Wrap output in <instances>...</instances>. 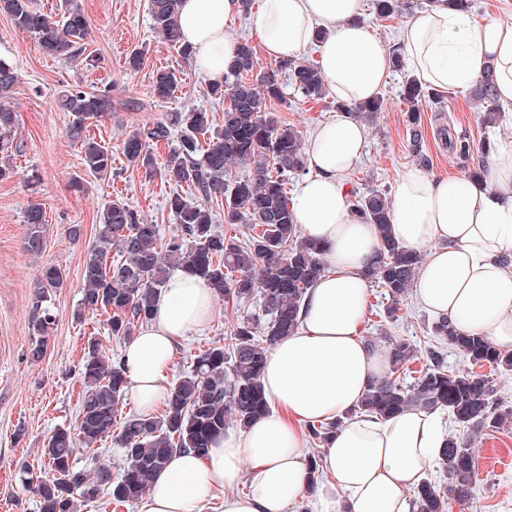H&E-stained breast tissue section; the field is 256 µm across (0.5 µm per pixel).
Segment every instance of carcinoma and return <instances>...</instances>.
Wrapping results in <instances>:
<instances>
[{
  "label": "carcinoma",
  "mask_w": 512,
  "mask_h": 512,
  "mask_svg": "<svg viewBox=\"0 0 512 512\" xmlns=\"http://www.w3.org/2000/svg\"><path fill=\"white\" fill-rule=\"evenodd\" d=\"M181 0H150L154 31L184 59L190 48L182 42L178 24ZM375 18L387 20L399 13V0H373ZM0 12L13 24L38 39L48 56L84 52L89 35L87 17L78 0H64L62 21L43 14L33 0H0ZM260 63L251 46L241 44L236 65L224 75V82L209 85L210 94L226 102L224 124L214 128L210 113L193 108L179 112L172 122H156L127 137L123 154L132 166L147 174L160 173L167 182L187 186L199 198L188 202L174 192L167 201L180 233L158 246L157 225L141 219L134 209L112 203L102 213L95 244L82 265L83 290L76 317L99 312L108 315L109 334L129 338L136 327L151 320L154 302L164 288L170 271L182 269L206 281L216 299L234 302L260 294L264 301L261 318L238 321L227 346H214L196 355L191 370L170 387L159 413H132L117 421L126 396L127 379L122 361L102 354L101 343L88 342L81 369L84 389L77 424L58 428L47 444L49 475L24 471L22 482L37 496L40 512H77L78 503L96 499L110 490L112 500L124 503L141 498L155 475L176 450L187 449L205 456L213 438L234 423L247 427L268 414L271 405L264 396L261 373L266 354L291 333L303 298L323 270L317 244L301 236L294 224L288 198L289 181L306 172L304 143L292 128L279 124L265 111V100H286L284 87L273 72L249 81L248 75ZM279 68L288 72L293 96L320 100L326 87L319 66L288 60ZM17 82L13 66L0 59V100L10 96ZM178 87L174 71L159 69L152 76L154 96L167 99ZM401 95L409 106L413 152L421 161L420 108L440 103L441 91L406 79ZM493 73L485 68L478 100L488 102L496 112ZM61 107L70 115L67 136L80 144L85 170L105 178L112 174V152L87 136L88 127L112 111V90L66 91ZM15 113L0 103V153L13 146ZM180 130L163 171L156 169L150 145L167 141L172 127ZM208 136L205 142L200 137ZM245 171L232 176L234 169ZM224 199L228 221L246 224V239L228 237L214 229L210 202ZM355 215L377 227L380 245L366 267L370 282L388 298L387 317L414 288L423 255L408 250L392 236L390 202L385 192L373 189L358 194L352 203ZM26 231L23 251L42 253L46 219L43 209L29 206L24 212ZM116 253L118 260L109 261ZM63 275L46 266L30 284L31 357L39 359L54 325L52 293L61 287ZM434 340L448 345L479 366L512 370V352L504 353L481 336L457 331L446 317L429 325ZM262 333L256 338V333ZM388 375L366 392L359 409L386 419L407 408L448 410V417L461 427L479 434L512 423V409L503 410L494 398L489 375L470 371L458 374L448 368L441 347L429 342L404 339L386 350ZM423 355L417 371L408 364ZM112 439L121 450L126 466L117 481L105 465L92 472L78 470L76 449H91ZM436 462L444 480L425 479L414 490L418 512H450L451 502L471 498L476 461L471 449L453 435L438 450Z\"/></svg>",
  "instance_id": "carcinoma-1"
}]
</instances>
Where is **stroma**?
Returning <instances> with one entry per match:
<instances>
[{
	"mask_svg": "<svg viewBox=\"0 0 512 512\" xmlns=\"http://www.w3.org/2000/svg\"><path fill=\"white\" fill-rule=\"evenodd\" d=\"M90 25L86 50L96 63L87 66L83 57L43 55L34 34L16 28L0 14V59L15 69L18 80L7 100L17 115L13 153L14 178L0 182V512H39L36 497L26 490L18 472L25 463L46 471L45 448L55 428L75 423L82 396L80 369L90 337H98L109 356H122L126 342L108 333L104 316L76 319L82 297L81 267L88 248L94 244L100 216L108 205L122 202L149 223L157 225L162 239L177 232L166 206L173 191L164 179L146 178L128 164L123 143L135 129L165 122L178 112L200 108L212 112L216 124L224 122V105L208 95L209 83L154 32L149 14L150 0H79ZM426 0H403L394 18L375 20L372 7H364L362 20L388 49H395L399 32L408 19L427 12ZM147 48L145 66L136 73L127 69L132 49ZM157 69L176 71L179 85L165 100L154 97L152 73ZM411 66L391 71L380 96L382 112L363 118L367 138L365 153L347 181L352 191L381 189L394 193L400 175L418 164L411 152L408 106L400 95L402 82L411 77ZM112 90V110L88 128L90 137L108 148L114 158L112 174L97 178L86 172L79 144L66 135L69 115L57 104L71 88ZM476 86L448 89L440 105L421 114L425 167L433 175H469L479 164H490L482 146L492 143L495 152L512 151V110L501 107L495 123H488L483 105L476 99ZM136 99L138 110L126 108ZM266 109L280 124L309 136L336 111V99L326 95L318 101L289 99L272 101ZM467 137L470 157H461L450 145L452 139ZM39 204L45 214L46 245L41 255L22 250L26 226L23 215L30 204ZM79 224L83 234L72 240L68 227ZM45 266L60 268L63 285L55 293L56 322L40 360L29 357L30 282ZM387 304L377 287H370L363 324L365 343L379 350L391 340L422 338L433 317L416 296L406 295L399 303L396 320H381ZM261 298L235 304L216 302L207 327L192 334L179 346L171 379L191 368L195 356L224 342L228 329L238 320L260 315ZM448 434L470 444L477 474L469 503L452 504V512H512V426L472 434L443 418Z\"/></svg>",
	"mask_w": 512,
	"mask_h": 512,
	"instance_id": "stroma-1",
	"label": "stroma"
}]
</instances>
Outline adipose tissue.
I'll return each instance as SVG.
<instances>
[{"label": "adipose tissue", "mask_w": 512, "mask_h": 512, "mask_svg": "<svg viewBox=\"0 0 512 512\" xmlns=\"http://www.w3.org/2000/svg\"><path fill=\"white\" fill-rule=\"evenodd\" d=\"M363 0H261L256 30L268 57L297 58L317 30L326 87L354 104L377 96L392 54L362 23ZM240 0H182L181 35L208 81L223 80L236 57L228 33ZM401 50L419 82L465 89L490 65L497 95L512 104V24L472 21L445 7L401 29ZM364 126L336 113L304 144L307 172L291 200L293 220L318 243L325 270L306 293L296 329L268 353L261 378L270 414L217 435L206 456L175 453L139 512H202L224 493L223 512H289L307 489L304 425L341 420L320 465L332 476L311 512H415L409 495L446 435L436 412L408 409L385 420L357 409L386 359L362 340L367 308L365 266L378 247L374 225L351 212L347 174L362 157ZM393 237L410 249L429 246L416 276L421 306L462 333L512 352V153L484 184L464 176L407 169L394 192ZM214 299L195 275L169 276L153 319L123 352L131 394L142 408L162 401L181 341L210 321ZM249 490L238 493L241 482Z\"/></svg>", "instance_id": "obj_1"}]
</instances>
